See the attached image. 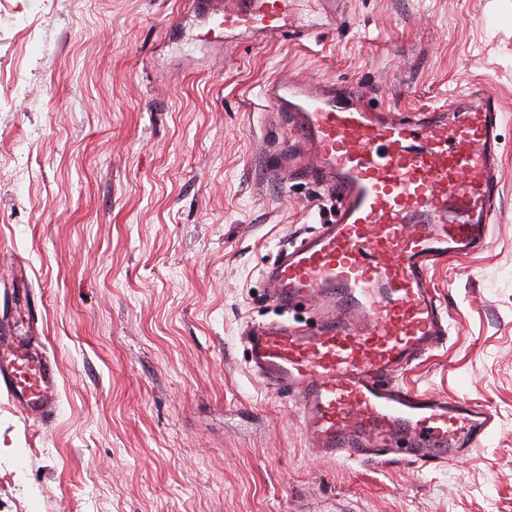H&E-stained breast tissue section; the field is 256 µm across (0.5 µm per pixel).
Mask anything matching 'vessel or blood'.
Here are the masks:
<instances>
[{"label":"vessel or blood","instance_id":"obj_1","mask_svg":"<svg viewBox=\"0 0 512 512\" xmlns=\"http://www.w3.org/2000/svg\"><path fill=\"white\" fill-rule=\"evenodd\" d=\"M204 40L285 38L297 0H192ZM286 142L279 169L319 185L335 218L261 270L288 318L250 325L252 368L285 394L324 457L443 464L479 447L493 417L475 402L408 389L396 378L446 345L448 318L427 286L431 265L483 248L498 190L499 107L456 97L448 113L401 119L358 91L289 74L263 88ZM314 318L292 319L298 307ZM0 389L30 418L57 409L55 365L0 323Z\"/></svg>","mask_w":512,"mask_h":512}]
</instances>
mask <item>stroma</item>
Here are the masks:
<instances>
[{"label":"stroma","mask_w":512,"mask_h":512,"mask_svg":"<svg viewBox=\"0 0 512 512\" xmlns=\"http://www.w3.org/2000/svg\"><path fill=\"white\" fill-rule=\"evenodd\" d=\"M294 23L216 63L191 0H0V306L28 289L59 390L45 424L0 391V512H512V0H298ZM283 71L502 108L488 244L430 267L452 331L398 378L490 410L466 456H317L248 363L278 315L261 268L335 211L271 169Z\"/></svg>","instance_id":"35a3bbf8"}]
</instances>
